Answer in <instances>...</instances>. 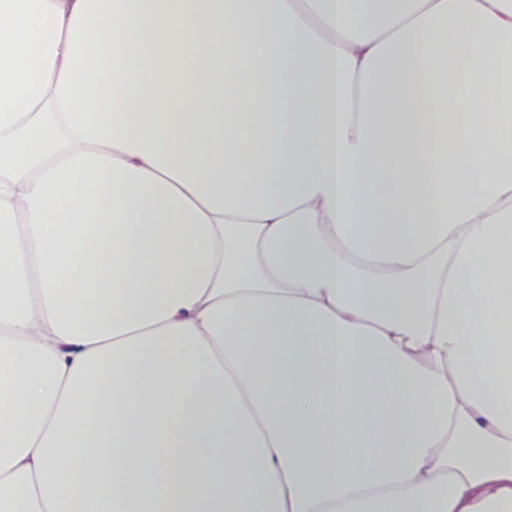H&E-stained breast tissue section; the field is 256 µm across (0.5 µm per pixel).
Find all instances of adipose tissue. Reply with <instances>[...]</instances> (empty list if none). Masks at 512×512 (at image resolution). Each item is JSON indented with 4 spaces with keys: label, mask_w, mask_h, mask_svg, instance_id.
Instances as JSON below:
<instances>
[{
    "label": "adipose tissue",
    "mask_w": 512,
    "mask_h": 512,
    "mask_svg": "<svg viewBox=\"0 0 512 512\" xmlns=\"http://www.w3.org/2000/svg\"><path fill=\"white\" fill-rule=\"evenodd\" d=\"M0 512H512V0H0Z\"/></svg>",
    "instance_id": "1"
}]
</instances>
